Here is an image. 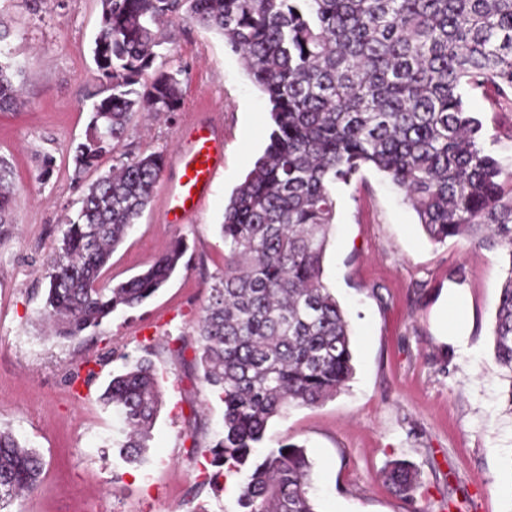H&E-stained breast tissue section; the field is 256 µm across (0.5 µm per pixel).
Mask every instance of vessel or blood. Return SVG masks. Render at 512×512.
<instances>
[{
  "mask_svg": "<svg viewBox=\"0 0 512 512\" xmlns=\"http://www.w3.org/2000/svg\"><path fill=\"white\" fill-rule=\"evenodd\" d=\"M223 159V132L206 123L192 124L179 146L177 178L163 198L166 223H186L199 211Z\"/></svg>",
  "mask_w": 512,
  "mask_h": 512,
  "instance_id": "obj_1",
  "label": "vessel or blood"
}]
</instances>
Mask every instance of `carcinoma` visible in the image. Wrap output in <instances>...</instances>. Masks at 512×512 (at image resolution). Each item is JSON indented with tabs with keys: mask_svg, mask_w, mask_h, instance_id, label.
<instances>
[{
	"mask_svg": "<svg viewBox=\"0 0 512 512\" xmlns=\"http://www.w3.org/2000/svg\"><path fill=\"white\" fill-rule=\"evenodd\" d=\"M94 56L107 95L94 103L78 173L117 151L136 112L181 109V70L165 26L187 19L224 37L269 107L261 156L233 190L220 225L229 252L198 322L203 382L224 402L211 465L242 475L240 512H317L312 464L294 443L263 446L269 421L314 406L353 376L349 323L324 283L333 190L370 167L404 192L430 240L471 238L508 257L493 325L497 364L512 375V172L482 144L483 123L460 89L512 105V0H100ZM0 24V111L24 106ZM162 152L130 157L90 183L50 262L41 309L55 337L76 340L170 279L177 237L143 273L115 285L103 269L149 203ZM15 200L0 159V224ZM102 400L131 462L148 450L161 395L152 366L126 361ZM40 454L0 429V510L36 490ZM385 481L413 499L405 461Z\"/></svg>",
	"mask_w": 512,
	"mask_h": 512,
	"instance_id": "carcinoma-1",
	"label": "carcinoma"
}]
</instances>
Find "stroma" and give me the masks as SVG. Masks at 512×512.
<instances>
[{"label": "stroma", "mask_w": 512, "mask_h": 512, "mask_svg": "<svg viewBox=\"0 0 512 512\" xmlns=\"http://www.w3.org/2000/svg\"><path fill=\"white\" fill-rule=\"evenodd\" d=\"M99 0H0V22L19 65L26 104L0 112V157L16 186L11 221L0 224V428L44 461L33 493L9 512H237L235 473L212 466L224 404L208 391L195 358L197 325L224 269L220 226L232 191L263 153L267 104L221 35L180 21L170 26L182 105L173 116L133 114L120 152H163L153 197L113 252L103 280L125 281L149 267L174 237L188 250L168 284L140 307L116 313L82 339L49 336L39 310L48 266L66 220L100 169L76 177L104 81L92 47ZM482 120L485 147L512 171V109L464 90ZM192 122L222 125L224 159L210 195L187 223L163 217L176 175L180 133ZM53 156L50 177L43 160ZM325 282L352 329L354 375L336 396L273 418L266 444L304 446L318 512H512V379L494 358L493 324L507 276L503 251L468 238L431 241L388 178L367 170L337 184ZM459 283L464 333L445 335L448 286ZM149 360L162 407L141 464L113 447L116 422L101 395L125 358ZM405 461L419 474L406 500L384 481Z\"/></svg>", "instance_id": "1"}]
</instances>
